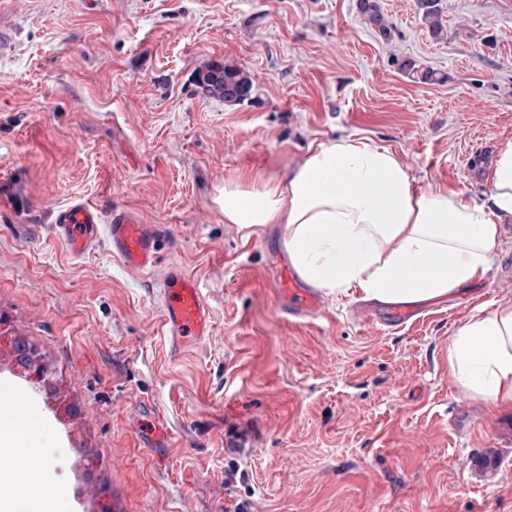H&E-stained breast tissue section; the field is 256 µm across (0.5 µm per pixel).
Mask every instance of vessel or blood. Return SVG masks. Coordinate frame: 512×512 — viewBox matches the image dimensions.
<instances>
[{
	"label": "vessel or blood",
	"instance_id": "b4317fda",
	"mask_svg": "<svg viewBox=\"0 0 512 512\" xmlns=\"http://www.w3.org/2000/svg\"><path fill=\"white\" fill-rule=\"evenodd\" d=\"M52 228L72 256H82L104 244L132 269L145 271L156 265L157 228L144 223L131 208L114 207L104 212L95 204L76 201L54 211ZM278 280L284 298L282 311L288 318L311 319L321 313L323 302L319 294L302 287L295 272L281 269ZM160 297L173 348L197 344L206 336L209 309L194 275L171 271L162 281ZM8 393L16 411L0 425L22 435L27 447H35L45 428L44 418L26 390L12 387Z\"/></svg>",
	"mask_w": 512,
	"mask_h": 512
}]
</instances>
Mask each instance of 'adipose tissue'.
<instances>
[{
    "instance_id": "obj_1",
    "label": "adipose tissue",
    "mask_w": 512,
    "mask_h": 512,
    "mask_svg": "<svg viewBox=\"0 0 512 512\" xmlns=\"http://www.w3.org/2000/svg\"><path fill=\"white\" fill-rule=\"evenodd\" d=\"M224 221L275 224L299 277L327 296L410 304L483 278L512 215V140L499 146L481 199L435 185L415 189L388 147L350 136L318 144L283 180L238 171L224 185ZM448 370L462 391L512 405V305L479 308L448 341ZM41 463L0 429V471L18 479Z\"/></svg>"
}]
</instances>
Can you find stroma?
<instances>
[{
	"label": "stroma",
	"mask_w": 512,
	"mask_h": 512,
	"mask_svg": "<svg viewBox=\"0 0 512 512\" xmlns=\"http://www.w3.org/2000/svg\"><path fill=\"white\" fill-rule=\"evenodd\" d=\"M380 2L387 43L356 0H0V313L82 408L33 450L28 488L56 512L92 500L95 481L74 489L83 445L124 512H512V407L490 412L448 371L449 337L512 304V219L483 279L393 330L353 317L356 294L288 320L276 228L224 221L237 171L280 179L350 135L392 149L415 187L488 190L512 140V0H442L437 39L416 0ZM405 56L445 81H409ZM211 64L249 73L250 96L203 93ZM76 199L164 225L158 264L71 256L51 213ZM173 268L212 317L177 353L159 300Z\"/></svg>",
	"instance_id": "stroma-1"
}]
</instances>
